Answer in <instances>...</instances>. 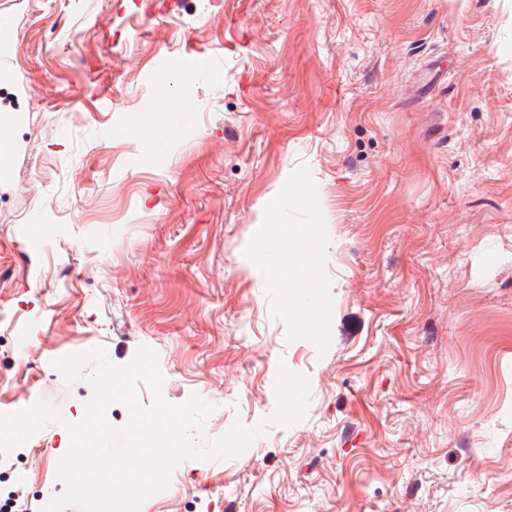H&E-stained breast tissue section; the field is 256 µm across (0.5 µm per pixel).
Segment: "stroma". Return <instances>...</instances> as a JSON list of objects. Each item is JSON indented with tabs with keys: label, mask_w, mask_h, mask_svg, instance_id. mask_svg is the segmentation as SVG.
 <instances>
[{
	"label": "stroma",
	"mask_w": 512,
	"mask_h": 512,
	"mask_svg": "<svg viewBox=\"0 0 512 512\" xmlns=\"http://www.w3.org/2000/svg\"><path fill=\"white\" fill-rule=\"evenodd\" d=\"M0 10V512L65 491L94 368L54 360L143 346L207 439L262 433L141 512H512V0ZM202 50L175 110L155 63ZM278 229L318 320L260 269Z\"/></svg>",
	"instance_id": "35a3bbf8"
}]
</instances>
